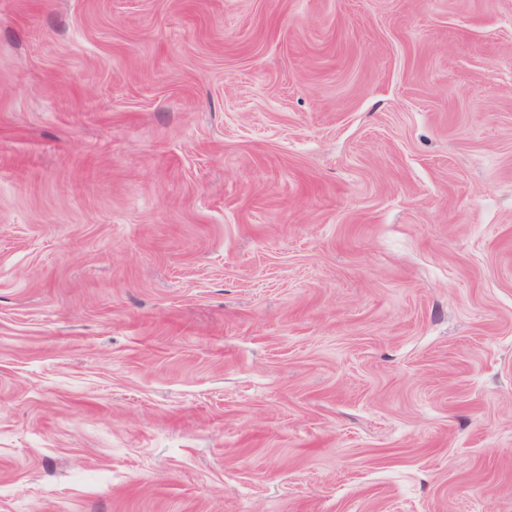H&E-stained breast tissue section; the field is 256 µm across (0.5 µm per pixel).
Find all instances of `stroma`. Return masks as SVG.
<instances>
[{"mask_svg": "<svg viewBox=\"0 0 512 512\" xmlns=\"http://www.w3.org/2000/svg\"><path fill=\"white\" fill-rule=\"evenodd\" d=\"M0 512H512V0H0Z\"/></svg>", "mask_w": 512, "mask_h": 512, "instance_id": "1", "label": "stroma"}]
</instances>
